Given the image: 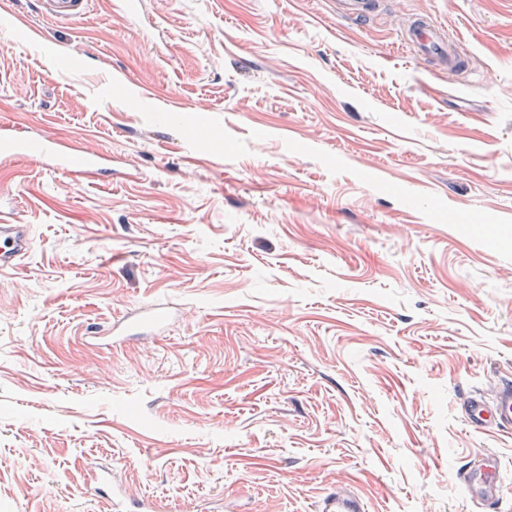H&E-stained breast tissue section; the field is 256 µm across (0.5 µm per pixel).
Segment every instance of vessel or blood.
<instances>
[{"mask_svg":"<svg viewBox=\"0 0 512 512\" xmlns=\"http://www.w3.org/2000/svg\"><path fill=\"white\" fill-rule=\"evenodd\" d=\"M44 13L58 22H69L85 15L90 0H41ZM340 15L362 21L373 9L372 0H336ZM401 41L420 61L451 75L469 69L470 56L447 30L420 14L409 19ZM31 248L27 225L0 224V269L15 267ZM458 410L467 428L474 432L512 428V380H500L490 390L475 389L461 398ZM472 505L482 508L497 504L503 496L500 461L495 453L478 452L465 457L457 470ZM321 512H365V502L354 487L338 483L324 498Z\"/></svg>","mask_w":512,"mask_h":512,"instance_id":"obj_1","label":"vessel or blood"}]
</instances>
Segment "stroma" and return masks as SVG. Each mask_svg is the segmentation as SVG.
Masks as SVG:
<instances>
[{"instance_id": "1", "label": "stroma", "mask_w": 512, "mask_h": 512, "mask_svg": "<svg viewBox=\"0 0 512 512\" xmlns=\"http://www.w3.org/2000/svg\"><path fill=\"white\" fill-rule=\"evenodd\" d=\"M388 2L0 0V123L112 159L0 152V512H110L94 462L171 512H473L478 448L512 512L458 414L512 377V0ZM89 0H42L44 13L58 22H69L88 12ZM337 12L341 16L364 21L373 9L371 0H336ZM400 35L401 42L416 58L437 71L454 75L470 68L471 56L459 47V42L446 29L427 15L409 19ZM28 226L0 224V269L15 267L31 248ZM365 502L348 482L337 483L321 503L322 512H365Z\"/></svg>"}]
</instances>
